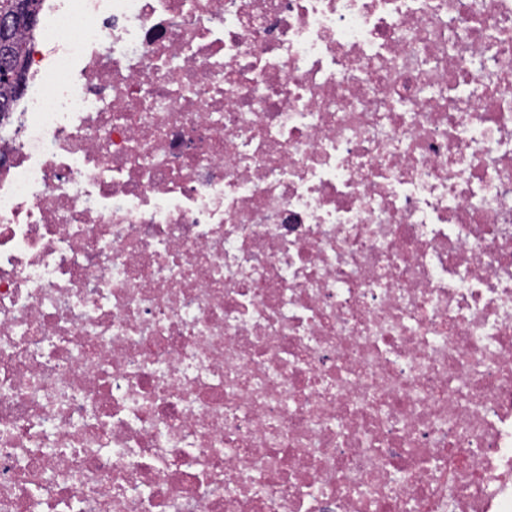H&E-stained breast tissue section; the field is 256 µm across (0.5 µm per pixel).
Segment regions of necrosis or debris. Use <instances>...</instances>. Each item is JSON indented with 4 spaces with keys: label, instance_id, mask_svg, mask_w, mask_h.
I'll return each instance as SVG.
<instances>
[{
    "label": "necrosis or debris",
    "instance_id": "4bbe7bcc",
    "mask_svg": "<svg viewBox=\"0 0 512 512\" xmlns=\"http://www.w3.org/2000/svg\"><path fill=\"white\" fill-rule=\"evenodd\" d=\"M0 117V512H512V0H44Z\"/></svg>",
    "mask_w": 512,
    "mask_h": 512
}]
</instances>
